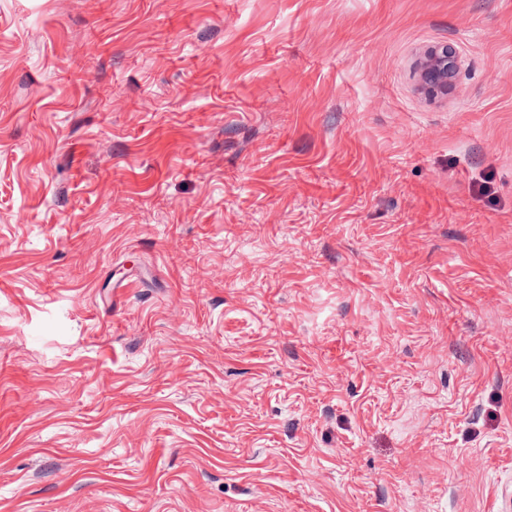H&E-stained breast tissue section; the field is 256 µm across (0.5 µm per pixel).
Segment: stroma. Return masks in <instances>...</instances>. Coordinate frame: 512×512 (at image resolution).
<instances>
[{"label":"stroma","mask_w":512,"mask_h":512,"mask_svg":"<svg viewBox=\"0 0 512 512\" xmlns=\"http://www.w3.org/2000/svg\"><path fill=\"white\" fill-rule=\"evenodd\" d=\"M511 504L512 0H0V512ZM456 72L454 53L448 46H442L429 52L421 64V80L432 87L445 88L448 79Z\"/></svg>","instance_id":"obj_1"}]
</instances>
